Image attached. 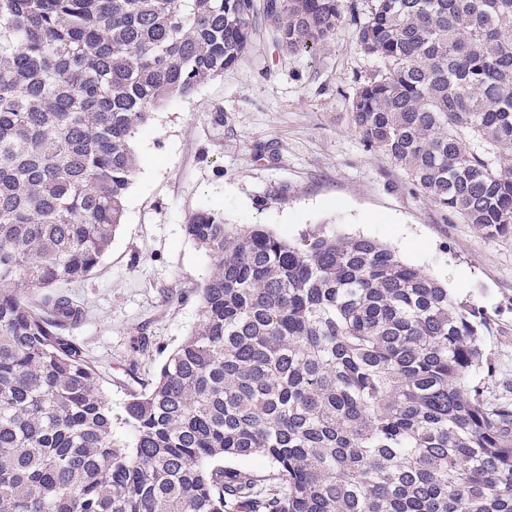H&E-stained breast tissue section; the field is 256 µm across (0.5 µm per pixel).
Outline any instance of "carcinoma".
I'll return each instance as SVG.
<instances>
[{
	"instance_id": "1",
	"label": "carcinoma",
	"mask_w": 512,
	"mask_h": 512,
	"mask_svg": "<svg viewBox=\"0 0 512 512\" xmlns=\"http://www.w3.org/2000/svg\"><path fill=\"white\" fill-rule=\"evenodd\" d=\"M266 0L290 52L345 19L384 70L364 140L512 236V0ZM254 0H0V512H512V410L469 385L483 323L364 236L198 212L201 315L115 418L71 334L151 112L233 67ZM122 425L125 438L114 431ZM263 456L273 472L230 465Z\"/></svg>"
}]
</instances>
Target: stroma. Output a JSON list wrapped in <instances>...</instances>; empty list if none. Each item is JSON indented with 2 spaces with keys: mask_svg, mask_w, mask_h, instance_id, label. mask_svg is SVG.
<instances>
[{
  "mask_svg": "<svg viewBox=\"0 0 512 512\" xmlns=\"http://www.w3.org/2000/svg\"><path fill=\"white\" fill-rule=\"evenodd\" d=\"M252 28L234 67L139 128L124 222L91 275L63 287L88 312L73 334L108 376L113 415L130 372L156 374L199 321L213 262L185 226L200 211L290 241L320 230L393 247L487 320L488 361L471 382L488 402L512 404V237L440 209L368 146L351 101L383 64L361 52L350 21L300 53L278 44L265 16Z\"/></svg>",
  "mask_w": 512,
  "mask_h": 512,
  "instance_id": "obj_1",
  "label": "stroma"
}]
</instances>
